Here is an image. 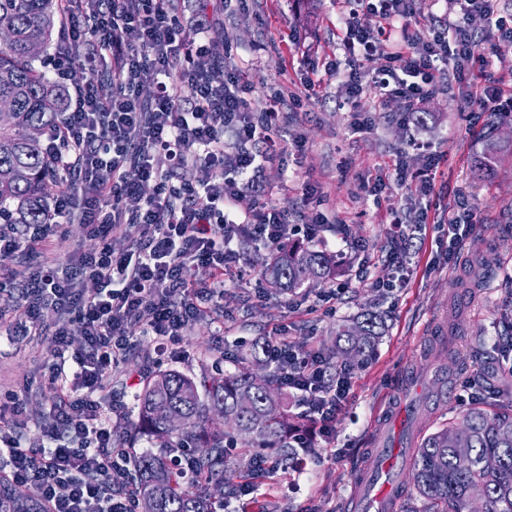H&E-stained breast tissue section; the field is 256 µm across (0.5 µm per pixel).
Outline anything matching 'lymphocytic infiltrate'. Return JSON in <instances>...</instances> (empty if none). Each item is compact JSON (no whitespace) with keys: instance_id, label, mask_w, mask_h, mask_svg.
Here are the masks:
<instances>
[{"instance_id":"obj_1","label":"lymphocytic infiltrate","mask_w":512,"mask_h":512,"mask_svg":"<svg viewBox=\"0 0 512 512\" xmlns=\"http://www.w3.org/2000/svg\"><path fill=\"white\" fill-rule=\"evenodd\" d=\"M343 17L344 59L324 65L349 98L370 91L380 110L406 116L431 93L447 66H477L472 15L484 16L486 41L512 47V18L498 16L496 0H451L448 25L421 18L417 0H351ZM83 16H68L65 40L48 64L56 83L70 81L75 54L109 64L107 80L88 79L76 103L62 113L47 148L61 189L45 224L0 225V289L17 295L0 309V326L10 342L47 337L54 358L48 384L56 392L52 422L40 426L37 447L22 445L18 416L0 411V505L15 488L40 490L39 512H137L139 498L124 480L128 456L112 417L129 409L125 399H103V381L120 369L135 335L153 337L159 356L173 357L188 324L214 303L225 282L250 276L237 248L247 238L259 249L314 240L319 222L298 224L269 199L263 179L278 152L273 133L279 111H252L250 88L238 67L220 66L214 31L198 7L202 40L183 36L185 21L174 0H85ZM369 13L383 24L371 31L360 22ZM381 56L385 65L370 62ZM149 84L150 98L138 90ZM153 194L143 197L144 185ZM395 211L388 234L391 267L406 269L411 257V223H426ZM78 222L129 239L114 255L110 244L75 252L68 264L43 263L23 272L7 262L45 247L53 227ZM207 269L209 289L198 286ZM97 283L96 297L83 296L84 280ZM58 315L43 321L44 309ZM79 323L83 342L72 348L70 323ZM266 356L323 439L352 396L354 371L328 374L319 352L284 337L270 340Z\"/></svg>"}]
</instances>
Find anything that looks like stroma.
Wrapping results in <instances>:
<instances>
[{"label":"stroma","instance_id":"1","mask_svg":"<svg viewBox=\"0 0 512 512\" xmlns=\"http://www.w3.org/2000/svg\"><path fill=\"white\" fill-rule=\"evenodd\" d=\"M340 0H228L219 23L234 45L233 63L245 65L255 111L268 105L276 90L300 95V104L285 107L277 132L284 153L267 167L272 199L296 222L315 213L325 222L315 246L346 258L336 279L348 288L335 312L295 307L287 297H256L252 285L225 284L216 311L191 321L182 338L183 356L166 369L186 374L211 366L226 354L225 369H234L245 350L240 342L282 333L296 344L318 351L331 368L352 367L354 398L336 422L331 442L314 443L306 472L288 479L268 478L254 503L231 499L228 512H351L347 498L355 482L371 467L380 439L404 447L401 430L383 417L394 389L422 405L426 428H434L467 409L459 396L466 382L479 381L487 357L512 354V157H504L491 177L477 176L472 157L480 134L497 126L500 137L512 132V108L474 114L465 105L466 80L455 72L437 79L432 94L419 106L431 113L427 124L376 113L375 99L363 95L356 107L344 106L345 94L335 79L324 78L318 97L306 100L300 83L305 63H323L341 55L336 26ZM424 140L441 152L431 209L447 216L450 207L472 206L473 231L448 253L444 233L426 224L411 242L412 273L405 287L390 291L357 281L365 260L378 259L375 274L392 275L384 257L389 250V213L410 210L419 199L389 184L390 166L404 158L410 170L422 159L413 140ZM386 181L379 198L366 196L365 181ZM312 196H305L306 184ZM86 227L64 225L51 249L20 257L16 270L44 260L67 261L76 250L94 248ZM335 279V280H336ZM373 313L381 336L361 360L337 355L338 330L362 313ZM51 357L41 338L24 344L0 343V400H19L24 424L20 434L36 445L38 428L47 423L55 393L45 382ZM156 346L141 337L122 369L109 375L104 395L127 381L143 382L157 370Z\"/></svg>","mask_w":512,"mask_h":512}]
</instances>
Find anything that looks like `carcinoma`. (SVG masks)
<instances>
[{
    "label": "carcinoma",
    "mask_w": 512,
    "mask_h": 512,
    "mask_svg": "<svg viewBox=\"0 0 512 512\" xmlns=\"http://www.w3.org/2000/svg\"><path fill=\"white\" fill-rule=\"evenodd\" d=\"M61 0H0V30L11 34L0 42V222L42 224L47 189L55 183L46 141L68 94L46 74L42 60L50 45H59ZM512 143L491 131L473 167L480 175L494 166ZM336 255L311 246L293 245L261 258V275L269 292L286 295L336 274ZM370 313L342 328L340 351L359 356L373 347L379 332ZM481 377L498 397L512 401V373L489 361ZM277 370L263 375L251 369L201 371L186 375L160 371L135 396L138 424L125 434L133 448L145 437L160 448H191L185 463L178 458L145 454L127 476L147 512H213L211 489L236 495L227 479L236 461L227 449L244 441L249 447L274 448L281 467L299 452L292 434L305 418L290 413ZM175 414L186 421L176 432L167 423ZM412 479L425 512H471L469 493L479 486L485 512H512V408L480 399L458 419L425 436L412 456Z\"/></svg>",
    "instance_id": "1"
}]
</instances>
